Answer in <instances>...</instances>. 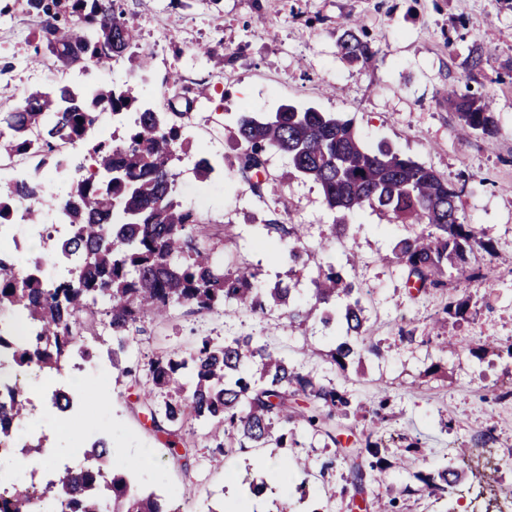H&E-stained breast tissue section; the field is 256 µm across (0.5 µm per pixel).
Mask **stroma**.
<instances>
[{
  "mask_svg": "<svg viewBox=\"0 0 512 512\" xmlns=\"http://www.w3.org/2000/svg\"><path fill=\"white\" fill-rule=\"evenodd\" d=\"M121 8L135 49L156 40L161 46L148 69L124 61L102 75V82L134 86L145 101L208 90L187 120L191 138L175 169L184 204L201 209L211 233L222 237L215 248L217 263L249 265L268 282L288 280V239L280 228L301 226L302 262L316 268L322 250H329L338 269L368 290V333L380 341L384 354L366 357L342 373L322 359L338 331L318 321L292 324L278 308L263 315H203L174 307L165 317L146 320L142 333L132 337L121 365L138 367L132 378L113 366L112 339L100 315L90 356L74 354L64 371L50 377L17 367L0 375L1 381L18 385L33 407L31 417L18 426L17 446L39 438L48 451L44 457L24 454L19 465L2 460L0 471L8 480L24 481L35 469L49 480L58 465H87L86 450L103 438L113 449L110 465L127 468L135 490L172 498L177 512H197L203 502L223 503L224 512H315L319 507L356 512L344 490L348 466L323 438L299 437L300 452L311 460L294 476L306 484L308 494L302 498L256 463L257 453L276 459L281 449H235L225 456L223 468L214 469L206 425H183L174 455L164 436L154 432L143 403L151 386L143 365L160 354L195 349L206 336L220 342L252 334L301 371L350 393L352 416L336 422L342 446L359 447L364 431H372L391 463L368 487V496L395 497L396 512H479L466 497L429 496L413 477L466 448L497 462L498 497L511 500L512 397L493 400L492 387L512 377V364L470 350L488 340L512 343V0H121ZM352 22L376 48L371 60L344 59L340 41ZM38 42L33 19L12 0L0 23V109L53 79L47 67L30 62ZM200 45L223 54V69L195 55ZM475 51L483 57L478 68L470 64ZM174 73L180 77L175 85L168 81ZM452 87L490 102L498 135L462 134L448 105ZM283 104L344 115L369 147L389 146L460 188L461 222L483 228L496 254L470 257L471 263L487 266L488 279L459 285L470 298V310L464 318L448 319L444 329L457 348L441 349L432 329L448 301L447 289H410L406 270L391 260L396 240L418 233V226L389 223L370 209L331 213L317 184L289 174L282 153L268 157L263 196L251 192L235 164L238 117L247 111L273 112ZM202 155L215 165L204 183L194 172ZM336 221L349 225L347 239H329L328 226ZM0 237L16 245L24 268L37 264L45 277L57 276L49 262L53 243L35 238L30 225H8ZM408 330L414 335L410 343L400 339ZM434 363L439 371L427 375ZM53 382L69 388L68 412L52 408ZM384 390L391 401L385 421L377 424L374 411ZM413 440L419 441L421 454L409 470L398 469L395 459ZM331 457L335 468L322 470Z\"/></svg>",
  "mask_w": 512,
  "mask_h": 512,
  "instance_id": "obj_1",
  "label": "stroma"
}]
</instances>
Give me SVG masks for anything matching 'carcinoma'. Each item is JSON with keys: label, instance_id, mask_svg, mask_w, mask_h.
Here are the masks:
<instances>
[{"label": "carcinoma", "instance_id": "obj_1", "mask_svg": "<svg viewBox=\"0 0 512 512\" xmlns=\"http://www.w3.org/2000/svg\"><path fill=\"white\" fill-rule=\"evenodd\" d=\"M25 11L37 19L49 58L57 72L76 66L97 70L125 59L145 67L151 57L127 54L133 39L118 0H25ZM347 59L370 60L377 54L370 42L347 30L340 45ZM137 101L131 89L100 85L84 90L54 84L26 91L14 106L0 110V157L30 154L34 169L0 189V219L11 206L25 202L24 223L42 228L48 182L60 183L55 195L63 221L69 225L56 253L67 262L66 273L53 279L39 275V266L24 270L8 247L0 244V312L25 319L30 333L19 338L0 327V357L11 367L36 366L58 373L72 349L94 335L89 323L98 306L112 335V361L125 354L131 333L147 317L165 314L176 305L200 313L246 309L264 313L285 309L289 321L303 322L315 311L325 328L336 323L345 338L325 354L340 370L365 354L382 355L367 334L362 284L344 278L336 263L317 266L309 277V308L296 303L292 285L264 287L248 266L224 267L212 262L214 241L204 218L178 200L174 160L182 150L186 112L145 108L135 113L127 135L93 139L104 112L118 114ZM448 104L469 132L491 137L497 120L488 105L473 95L452 91ZM242 173L266 172L272 152L288 156L291 168L319 185L328 209L356 213L366 208L386 214L396 224H422L424 229L399 239L395 263L408 270L422 287L448 289L442 319L462 318L468 300L453 285L457 280L482 282L486 270L471 265L476 249L495 255L483 229L460 221L459 190L434 169L387 147L364 144L350 119L315 108L283 105L270 114L243 112L237 120ZM93 141L90 167L56 152L58 143L71 146ZM288 235V260L301 259L303 242L294 227ZM152 389L147 393L153 429L167 436L176 453L174 428L192 420L211 426L215 448L211 463L223 464L227 448H297V431L340 444L336 418L349 414L346 390L323 384L300 371L259 336L209 337L190 352H172L146 364ZM28 401L17 387L0 396V442H13ZM108 443L95 441L86 456L93 465L64 468L44 484L39 496L57 512H170L154 493L131 488L123 471L109 469ZM461 456L427 471L413 473L422 490L446 497L468 480L481 486L486 476L460 467ZM391 466L379 446L365 440L349 458L347 488L364 494L367 483ZM35 498L25 489L0 488V512H34Z\"/></svg>", "mask_w": 512, "mask_h": 512}]
</instances>
